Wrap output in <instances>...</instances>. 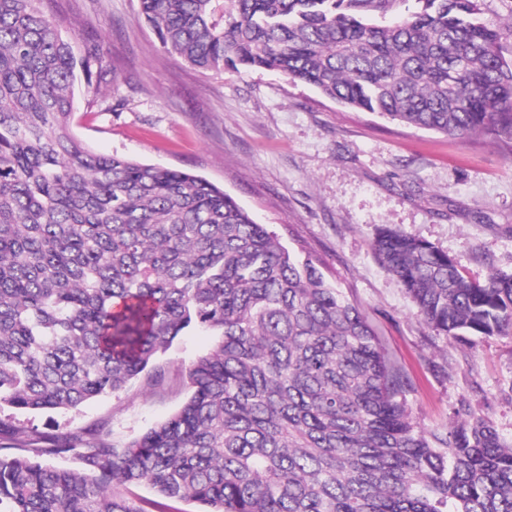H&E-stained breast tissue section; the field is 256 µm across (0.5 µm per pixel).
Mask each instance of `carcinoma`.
Returning a JSON list of instances; mask_svg holds the SVG:
<instances>
[{"label":"carcinoma","instance_id":"cac0c4a2","mask_svg":"<svg viewBox=\"0 0 512 512\" xmlns=\"http://www.w3.org/2000/svg\"><path fill=\"white\" fill-rule=\"evenodd\" d=\"M170 55L276 70L365 112L512 144V61L483 0H139ZM112 82L102 44L40 0H0V410L69 411L146 376L185 329L216 336L166 420L119 444L0 417V512H145L146 484L206 512H512V445L483 418L411 419L360 308L224 190L89 149L79 99ZM436 336L512 335V273L474 281L388 224L372 243ZM72 458L59 468L48 460Z\"/></svg>","mask_w":512,"mask_h":512}]
</instances>
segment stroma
<instances>
[{
  "label": "stroma",
  "instance_id": "35a3bbf8",
  "mask_svg": "<svg viewBox=\"0 0 512 512\" xmlns=\"http://www.w3.org/2000/svg\"><path fill=\"white\" fill-rule=\"evenodd\" d=\"M48 9L112 55V89L79 105L78 138L223 188L290 250L320 259L327 281L359 306L407 384L414 423L445 428L465 410L512 442V335H433L371 247L376 225L391 224L455 257L470 278L512 272V146L348 108L274 71L193 68L164 51L139 0H50ZM213 344L191 328L159 355L166 396L141 378L77 409L15 421L54 434L105 421L127 442L180 407L184 367Z\"/></svg>",
  "mask_w": 512,
  "mask_h": 512
}]
</instances>
